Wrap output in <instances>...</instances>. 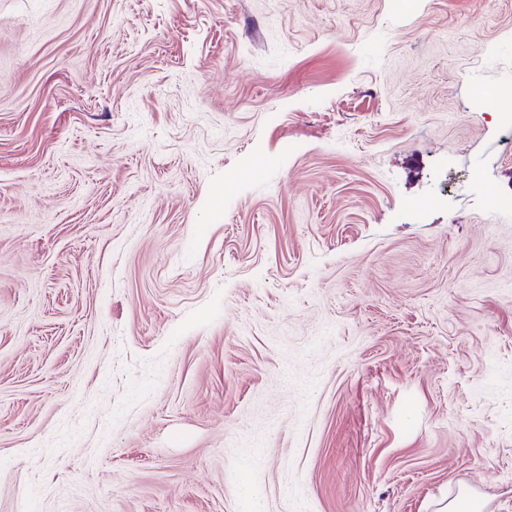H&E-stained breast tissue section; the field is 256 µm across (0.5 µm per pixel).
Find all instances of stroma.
I'll return each mask as SVG.
<instances>
[{
  "label": "stroma",
  "instance_id": "obj_1",
  "mask_svg": "<svg viewBox=\"0 0 512 512\" xmlns=\"http://www.w3.org/2000/svg\"><path fill=\"white\" fill-rule=\"evenodd\" d=\"M504 87L512 0H0V512H512Z\"/></svg>",
  "mask_w": 512,
  "mask_h": 512
}]
</instances>
